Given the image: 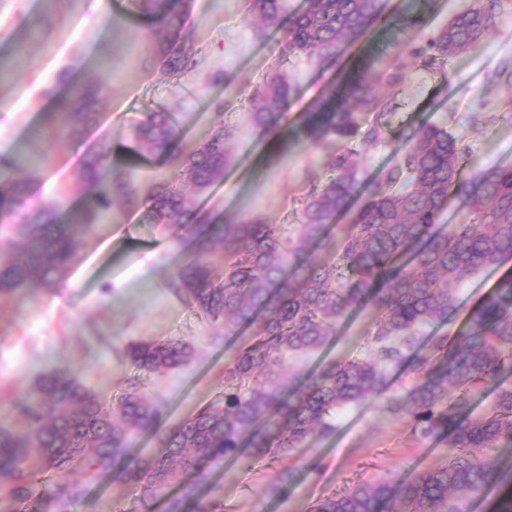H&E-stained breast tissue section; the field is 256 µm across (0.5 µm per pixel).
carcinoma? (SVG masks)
<instances>
[{
    "label": "carcinoma",
    "instance_id": "carcinoma-1",
    "mask_svg": "<svg viewBox=\"0 0 512 512\" xmlns=\"http://www.w3.org/2000/svg\"><path fill=\"white\" fill-rule=\"evenodd\" d=\"M188 0H141L153 17L157 53L167 75L180 78L200 67L201 50L185 33ZM501 0H472L425 45L422 19L403 52L429 70L481 42L495 24ZM254 34L277 40L279 59H334L366 36L383 17L384 0H310L285 17L282 0H249ZM106 86L82 83L61 96L47 132L81 139L96 124L95 107ZM294 88L275 74L247 97L254 127L270 135L285 117ZM389 113L362 72H350L305 113L300 133L309 142H339L326 161L329 178L312 186L295 237L285 224L259 219L226 222L201 208L182 185L202 194L224 180L231 152L227 130L213 128L187 151L174 148L180 129L171 112H147L136 125L134 155L159 158L168 178L140 195L112 168L105 145L85 157L67 194L42 198L43 176L9 175L0 164V295L38 285L60 286L79 259L86 237L117 201L144 209L150 224L182 225L208 254L187 257L170 287L196 314L224 328L233 350L224 364L223 399L159 433L162 404L143 389L154 376L190 362L183 339L128 347L136 373L117 402L106 403L60 368L40 377L20 402L21 421L0 424V512H67L86 491V481L107 473L132 486L142 504L156 500L179 477H196L213 462L242 454L278 458L318 435L335 432L333 413L372 403L407 424L417 444L444 437L448 460L393 483L364 481L316 501L310 512H461V494L479 495L503 482L487 455L512 448V276L501 279L454 333L441 329L459 312L450 285L512 257V166L469 176V148L443 126L423 124L403 133L406 147L380 178L360 191L359 138L376 141ZM364 193L359 205L354 196ZM467 209L458 224L438 228L448 198ZM350 215L340 227L336 219ZM326 253L318 262L312 251ZM366 309L376 312L366 345L329 361L306 377L290 361L329 345L339 325ZM257 327L253 342L234 347L242 328ZM408 383L392 380L393 371ZM489 411L474 414L485 390ZM150 433L159 451L142 456L132 438ZM79 473L80 481L73 478ZM43 485L33 496L35 485Z\"/></svg>",
    "mask_w": 512,
    "mask_h": 512
}]
</instances>
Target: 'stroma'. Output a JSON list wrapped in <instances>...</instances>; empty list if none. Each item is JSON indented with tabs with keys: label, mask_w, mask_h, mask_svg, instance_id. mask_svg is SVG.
Segmentation results:
<instances>
[{
	"label": "stroma",
	"mask_w": 512,
	"mask_h": 512,
	"mask_svg": "<svg viewBox=\"0 0 512 512\" xmlns=\"http://www.w3.org/2000/svg\"><path fill=\"white\" fill-rule=\"evenodd\" d=\"M469 3L385 0V20L336 59L318 65L294 57L278 61L275 38L255 39L245 0H189L186 33L202 50L207 67L171 79L154 55L150 17L134 15L128 0H0V51L9 55L8 72L0 77V156L28 151V130L52 109L43 91L57 86L65 72L72 83L99 81L108 92L100 124L80 142L54 137L41 144L48 165L46 194L63 188L83 155L105 143L135 188L164 181L165 167L135 162L130 151L134 124L145 112L164 108L179 117L178 148H191L218 123L231 131L232 163L223 184L200 195L205 209L230 220L294 225L311 183L327 179L324 164L339 144L293 140L269 157L246 98L268 74H284L295 93L280 127L292 130L329 86L359 70L376 79V93L390 113L380 139L359 146L362 184L395 162L404 149V129L427 122L467 136L473 170L512 165V81L494 76L512 61V0H504L487 37L449 60L445 71L421 69L406 56L401 57L406 73L401 85L377 79L379 67L399 57L410 19L424 20L420 38L425 41ZM217 69L223 70L225 83L209 82L208 71ZM217 100L223 101V112L214 110ZM192 251L180 227L144 223L140 213L117 204L89 235L79 262L59 288H20L0 295V423L18 418L20 397L41 375L64 367L102 399L117 400L133 372L124 358L127 345L169 338L188 341L195 354L190 363L147 386V395L163 406L162 430L220 399L228 359L224 339L168 287ZM510 272L512 258L457 282L459 321H466ZM370 320L364 313L343 323L339 341L307 358L303 369L363 347ZM336 421L335 433L314 438L280 460L242 457L211 465L194 498L214 487L224 512H308L315 500L357 481L403 480L448 454L444 439L412 443L404 423L385 418L370 404L344 411ZM289 466L297 476L287 495L272 494L278 471ZM73 512H165V501L141 506L129 487L107 475L88 484Z\"/></svg>",
	"instance_id": "obj_1"
}]
</instances>
